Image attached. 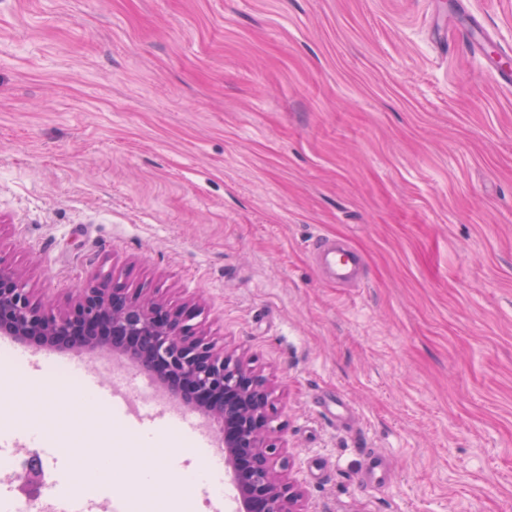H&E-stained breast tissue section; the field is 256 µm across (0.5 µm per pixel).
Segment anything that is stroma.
Wrapping results in <instances>:
<instances>
[{
  "label": "stroma",
  "mask_w": 512,
  "mask_h": 512,
  "mask_svg": "<svg viewBox=\"0 0 512 512\" xmlns=\"http://www.w3.org/2000/svg\"><path fill=\"white\" fill-rule=\"evenodd\" d=\"M504 45L512 0H0V254L54 305L101 270L199 304L274 389L309 512H512ZM320 235L359 288L321 278ZM0 372V434L119 449L109 484L150 512L204 467ZM311 256L325 281L336 288H353L360 282L363 256L357 249L333 238L319 237Z\"/></svg>",
  "instance_id": "obj_1"
}]
</instances>
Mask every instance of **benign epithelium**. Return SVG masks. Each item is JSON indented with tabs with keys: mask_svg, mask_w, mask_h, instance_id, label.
Instances as JSON below:
<instances>
[{
	"mask_svg": "<svg viewBox=\"0 0 512 512\" xmlns=\"http://www.w3.org/2000/svg\"><path fill=\"white\" fill-rule=\"evenodd\" d=\"M196 304L172 305L149 288H127L98 272L64 307L34 298L22 273L0 254V335L64 350L126 355L158 378L172 398L202 410L219 428L225 470L241 512H307L289 471L287 440L273 391L251 358L229 351L201 328ZM41 475L29 460L20 490L35 495Z\"/></svg>",
	"mask_w": 512,
	"mask_h": 512,
	"instance_id": "1",
	"label": "benign epithelium"
}]
</instances>
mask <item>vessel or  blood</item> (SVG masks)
<instances>
[{"instance_id": "obj_1", "label": "vessel or blood", "mask_w": 512, "mask_h": 512, "mask_svg": "<svg viewBox=\"0 0 512 512\" xmlns=\"http://www.w3.org/2000/svg\"><path fill=\"white\" fill-rule=\"evenodd\" d=\"M312 259L326 282L339 288L355 287L360 281L362 254L355 248L340 244L333 238H317ZM7 348L12 359L24 364L31 360L32 350L18 340L9 341ZM42 365H53L68 372L77 382L81 394L104 412L133 410L144 433L165 430L189 437L205 457L207 482L210 486L224 484V448L208 430L196 412L184 405L154 401L158 387L148 376L131 369L105 375L94 358L82 354H62L49 348L37 354ZM44 429L31 428L21 436L1 438V454H19L31 448L43 447Z\"/></svg>"}]
</instances>
